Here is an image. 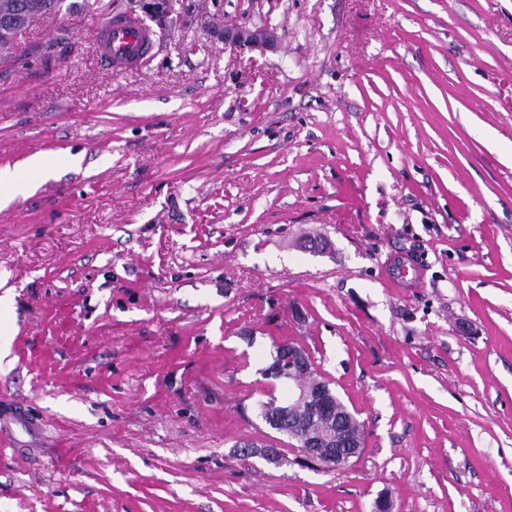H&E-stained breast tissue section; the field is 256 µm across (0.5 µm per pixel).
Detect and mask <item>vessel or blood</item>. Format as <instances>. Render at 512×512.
Masks as SVG:
<instances>
[{
    "label": "vessel or blood",
    "mask_w": 512,
    "mask_h": 512,
    "mask_svg": "<svg viewBox=\"0 0 512 512\" xmlns=\"http://www.w3.org/2000/svg\"><path fill=\"white\" fill-rule=\"evenodd\" d=\"M153 46L149 29L130 16L110 19L96 35L99 58L119 72L138 69L150 56Z\"/></svg>",
    "instance_id": "b4317fda"
}]
</instances>
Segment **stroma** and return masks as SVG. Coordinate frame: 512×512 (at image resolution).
Returning <instances> with one entry per match:
<instances>
[{"label": "stroma", "instance_id": "stroma-1", "mask_svg": "<svg viewBox=\"0 0 512 512\" xmlns=\"http://www.w3.org/2000/svg\"><path fill=\"white\" fill-rule=\"evenodd\" d=\"M170 4L133 72L90 35L145 0L0 57V168L54 170L0 210V512H512V0ZM285 341L340 470L256 415ZM272 34L265 32H252L246 29L224 28V42L235 48L244 49L266 44L271 40ZM284 353L285 355H281L279 352V346H274V353L272 356L271 364L264 370L263 374L267 378H273L275 380L286 379L288 378V367L291 362V369L294 370V374L297 376L304 377L310 381H312L317 388L314 392V397L318 400V407L315 410H318L319 413L328 414L332 411L333 414L331 418L322 421V425L331 427L336 431L341 433H346L348 430H352L355 435L359 437H363V426L356 418L355 414L352 413L348 407L344 404L341 398L337 395L335 390L330 387V383H328V394L333 399L332 406L326 400L323 380L317 376L314 371L313 365L310 364L309 358L303 353V351L292 344H284ZM308 358V359H307ZM274 369L275 371L272 374L266 375L265 373L269 370Z\"/></svg>", "mask_w": 512, "mask_h": 512}]
</instances>
